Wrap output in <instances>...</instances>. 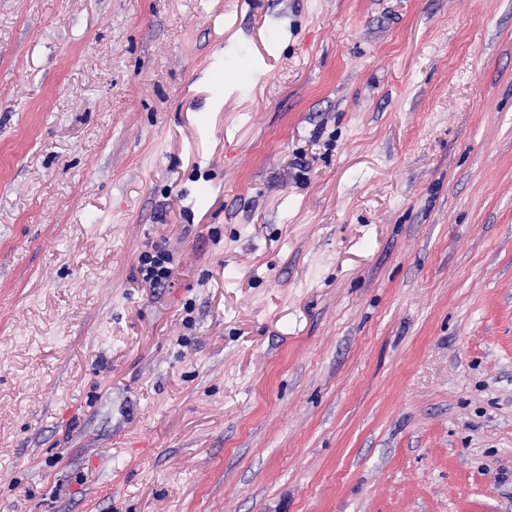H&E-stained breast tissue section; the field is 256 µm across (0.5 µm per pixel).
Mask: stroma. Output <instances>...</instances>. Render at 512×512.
I'll use <instances>...</instances> for the list:
<instances>
[{
    "instance_id": "obj_1",
    "label": "stroma",
    "mask_w": 512,
    "mask_h": 512,
    "mask_svg": "<svg viewBox=\"0 0 512 512\" xmlns=\"http://www.w3.org/2000/svg\"><path fill=\"white\" fill-rule=\"evenodd\" d=\"M0 512H512V0H0ZM173 256L166 249H153L139 256V272L142 281L152 288H162L169 281L173 267Z\"/></svg>"
}]
</instances>
